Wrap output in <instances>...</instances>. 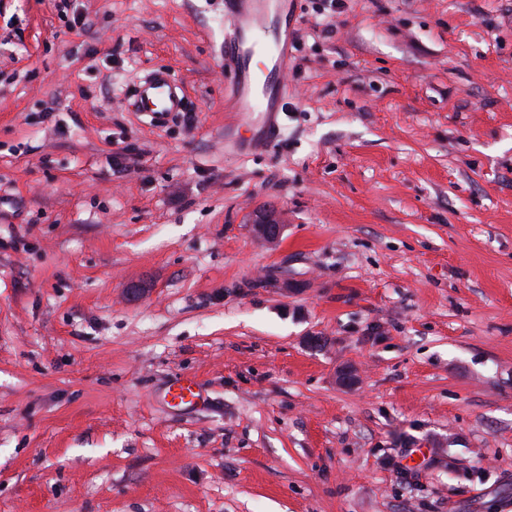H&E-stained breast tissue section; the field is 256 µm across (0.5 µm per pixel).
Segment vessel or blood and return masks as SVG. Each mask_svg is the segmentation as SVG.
I'll return each instance as SVG.
<instances>
[{"mask_svg": "<svg viewBox=\"0 0 512 512\" xmlns=\"http://www.w3.org/2000/svg\"><path fill=\"white\" fill-rule=\"evenodd\" d=\"M230 26L224 33L222 68L230 75L225 99L235 112L264 114L248 144L260 147L275 131L272 117L286 89L289 47L297 18L293 0H224ZM140 111L168 116L184 111V97L168 72L158 70L134 93Z\"/></svg>", "mask_w": 512, "mask_h": 512, "instance_id": "obj_1", "label": "vessel or blood"}]
</instances>
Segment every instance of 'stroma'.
Listing matches in <instances>:
<instances>
[{
	"instance_id": "stroma-1",
	"label": "stroma",
	"mask_w": 512,
	"mask_h": 512,
	"mask_svg": "<svg viewBox=\"0 0 512 512\" xmlns=\"http://www.w3.org/2000/svg\"><path fill=\"white\" fill-rule=\"evenodd\" d=\"M59 2L0 0V512H512V0H297L239 153L224 0ZM177 87L168 72L158 70L137 86L133 96L140 111L168 116L185 110L184 97ZM254 231L256 236L268 244L276 243L282 235L284 224H281L280 216L276 211H269V214L255 221ZM267 225H276L275 229L270 231Z\"/></svg>"
}]
</instances>
